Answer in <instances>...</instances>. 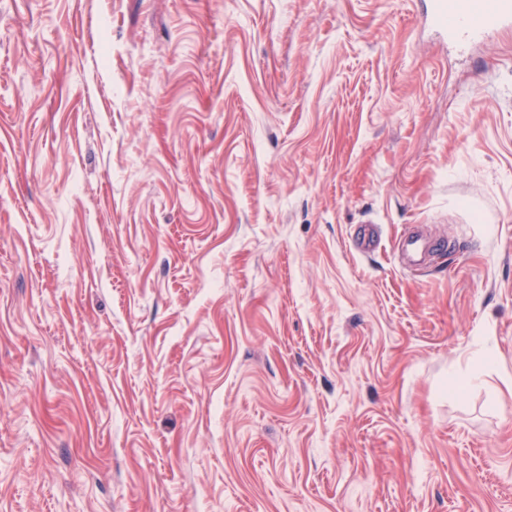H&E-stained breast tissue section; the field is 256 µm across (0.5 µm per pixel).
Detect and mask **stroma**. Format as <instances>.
Wrapping results in <instances>:
<instances>
[{
    "label": "stroma",
    "mask_w": 512,
    "mask_h": 512,
    "mask_svg": "<svg viewBox=\"0 0 512 512\" xmlns=\"http://www.w3.org/2000/svg\"><path fill=\"white\" fill-rule=\"evenodd\" d=\"M424 9L0 0V512H512V28ZM431 1L426 22L443 40L457 43L481 41L512 22L511 0H492L489 4L471 0L468 12L455 20L450 19L453 1Z\"/></svg>",
    "instance_id": "obj_1"
}]
</instances>
